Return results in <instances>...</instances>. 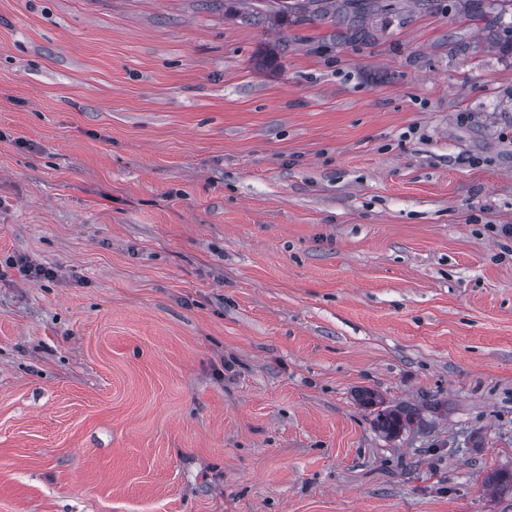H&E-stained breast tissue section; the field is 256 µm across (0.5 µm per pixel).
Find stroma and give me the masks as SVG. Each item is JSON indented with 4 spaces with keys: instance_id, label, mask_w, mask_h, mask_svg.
Masks as SVG:
<instances>
[{
    "instance_id": "1",
    "label": "stroma",
    "mask_w": 512,
    "mask_h": 512,
    "mask_svg": "<svg viewBox=\"0 0 512 512\" xmlns=\"http://www.w3.org/2000/svg\"><path fill=\"white\" fill-rule=\"evenodd\" d=\"M253 8L0 0V512H512V9ZM360 402L364 406L374 408L377 411L374 421L376 428L386 437H398L409 425L411 414L405 408L383 407L385 403L383 398L372 389L362 392Z\"/></svg>"
}]
</instances>
